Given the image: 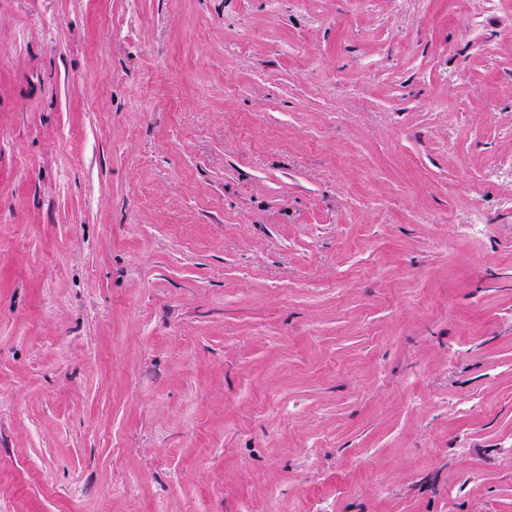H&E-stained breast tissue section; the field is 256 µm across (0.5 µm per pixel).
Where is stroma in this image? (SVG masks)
I'll use <instances>...</instances> for the list:
<instances>
[{
	"label": "stroma",
	"mask_w": 512,
	"mask_h": 512,
	"mask_svg": "<svg viewBox=\"0 0 512 512\" xmlns=\"http://www.w3.org/2000/svg\"><path fill=\"white\" fill-rule=\"evenodd\" d=\"M0 512H512V0H0Z\"/></svg>",
	"instance_id": "stroma-1"
}]
</instances>
